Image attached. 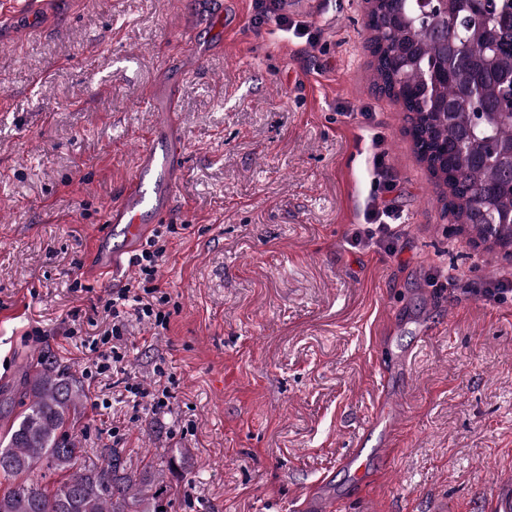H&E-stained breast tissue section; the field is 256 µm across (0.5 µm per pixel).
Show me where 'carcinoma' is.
I'll use <instances>...</instances> for the list:
<instances>
[{
    "instance_id": "obj_1",
    "label": "carcinoma",
    "mask_w": 512,
    "mask_h": 512,
    "mask_svg": "<svg viewBox=\"0 0 512 512\" xmlns=\"http://www.w3.org/2000/svg\"><path fill=\"white\" fill-rule=\"evenodd\" d=\"M376 88L402 103L429 171L448 188L444 213L478 236L488 212L494 242L512 247V0H370ZM448 98L449 112L432 100ZM87 394L48 352L26 365L19 412L0 441V512H167V486L134 471L124 449L85 460L75 429Z\"/></svg>"
}]
</instances>
